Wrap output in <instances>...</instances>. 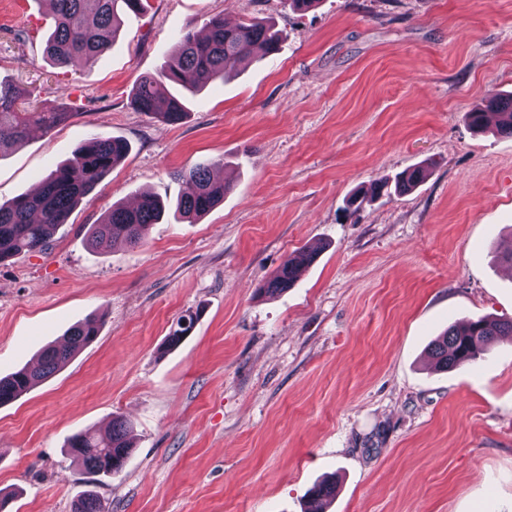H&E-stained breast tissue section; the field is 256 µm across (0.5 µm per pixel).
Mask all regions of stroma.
Segmentation results:
<instances>
[{"label": "stroma", "instance_id": "35a3bbf8", "mask_svg": "<svg viewBox=\"0 0 512 512\" xmlns=\"http://www.w3.org/2000/svg\"><path fill=\"white\" fill-rule=\"evenodd\" d=\"M213 15L270 20L279 51L187 95L181 123L135 111V82ZM52 22L47 0H0V80L69 115L0 156V203L91 135L131 149L48 250L0 263L1 377L100 324L0 407L11 512H73L90 486L68 441L118 415L133 448L95 487L106 512H303L327 478L325 512H512V338L450 372L426 353L448 326L512 319V136L464 119L512 92V0H147L94 62L63 67L43 55ZM199 163L233 186L200 221L88 246L112 203L176 201ZM416 165L412 192L376 195ZM305 247L315 262L264 295ZM98 334L99 326L94 319L74 325L67 331L62 342L47 346L33 365L0 377V406L15 402L39 382L61 370L92 343Z\"/></svg>", "mask_w": 512, "mask_h": 512}]
</instances>
